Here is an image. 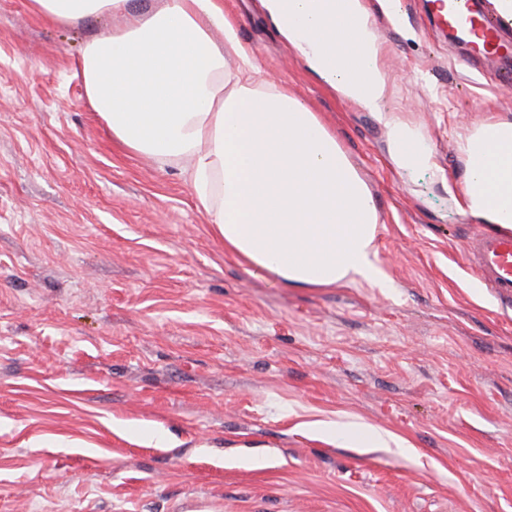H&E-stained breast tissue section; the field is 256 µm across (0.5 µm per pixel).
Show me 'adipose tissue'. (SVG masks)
I'll use <instances>...</instances> for the list:
<instances>
[{"instance_id": "obj_1", "label": "adipose tissue", "mask_w": 512, "mask_h": 512, "mask_svg": "<svg viewBox=\"0 0 512 512\" xmlns=\"http://www.w3.org/2000/svg\"><path fill=\"white\" fill-rule=\"evenodd\" d=\"M288 45L342 97L376 112L390 158L432 168L418 130L384 112L381 45L364 0H343L361 63L334 53L326 0H260ZM59 27L108 20L81 46L89 105L127 153L180 166L224 250L287 288L376 282L380 216L372 195L318 113L264 78L219 0H28ZM463 212L512 230V120L471 128L458 142Z\"/></svg>"}]
</instances>
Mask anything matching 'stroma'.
I'll use <instances>...</instances> for the list:
<instances>
[{
	"label": "stroma",
	"instance_id": "1",
	"mask_svg": "<svg viewBox=\"0 0 512 512\" xmlns=\"http://www.w3.org/2000/svg\"><path fill=\"white\" fill-rule=\"evenodd\" d=\"M223 2L363 177L381 282L283 288L226 255L179 166L88 106L102 23L0 0V512H512V302L468 261L488 226L457 151L512 117V58L449 41L430 0H365L383 110L435 163L406 172L258 0Z\"/></svg>",
	"mask_w": 512,
	"mask_h": 512
}]
</instances>
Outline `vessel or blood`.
Here are the masks:
<instances>
[{
  "label": "vessel or blood",
  "instance_id": "b4317fda",
  "mask_svg": "<svg viewBox=\"0 0 512 512\" xmlns=\"http://www.w3.org/2000/svg\"><path fill=\"white\" fill-rule=\"evenodd\" d=\"M439 19L454 28L473 49L485 54L503 45L504 28L487 13L475 12L472 0H435ZM336 27L344 40L339 58L352 67L358 61V40L344 13H337ZM468 260L481 282L503 301L512 300V236L488 231L475 238Z\"/></svg>",
  "mask_w": 512,
  "mask_h": 512
}]
</instances>
